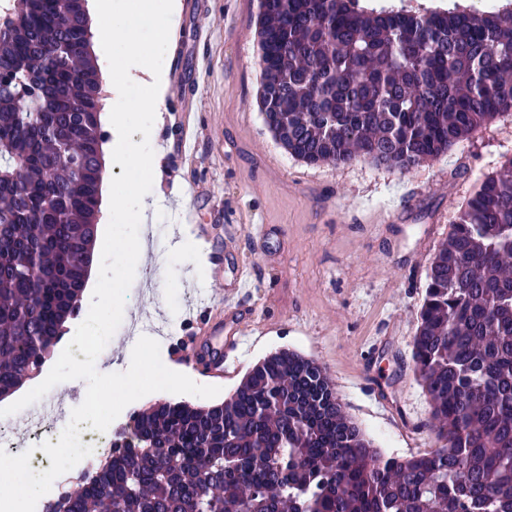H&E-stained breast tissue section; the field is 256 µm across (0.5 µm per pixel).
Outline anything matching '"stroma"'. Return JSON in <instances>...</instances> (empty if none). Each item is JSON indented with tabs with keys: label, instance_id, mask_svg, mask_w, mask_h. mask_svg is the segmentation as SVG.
Returning a JSON list of instances; mask_svg holds the SVG:
<instances>
[{
	"label": "stroma",
	"instance_id": "35a3bbf8",
	"mask_svg": "<svg viewBox=\"0 0 512 512\" xmlns=\"http://www.w3.org/2000/svg\"><path fill=\"white\" fill-rule=\"evenodd\" d=\"M179 3L163 62L166 106L151 131L160 163L149 196L163 202L155 223L193 211L224 261L211 266L181 223L175 238L189 253L162 267L150 247L137 264L136 279L154 283L135 311L171 324L160 344L164 365L210 384L174 344L189 305L223 299L245 263L254 286L242 301L270 330L248 342L219 395L199 405L223 403L259 360L289 349L324 368L344 411L382 453L406 459L435 448L413 362L426 275L467 199L512 157V114L407 172L363 158L309 165L274 139L259 110L257 0ZM181 119L196 129L186 156L175 139ZM256 225L271 230L263 255L250 237ZM230 236L238 245L228 250Z\"/></svg>",
	"mask_w": 512,
	"mask_h": 512
}]
</instances>
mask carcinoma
<instances>
[{
	"instance_id": "carcinoma-1",
	"label": "carcinoma",
	"mask_w": 512,
	"mask_h": 512,
	"mask_svg": "<svg viewBox=\"0 0 512 512\" xmlns=\"http://www.w3.org/2000/svg\"><path fill=\"white\" fill-rule=\"evenodd\" d=\"M260 112L310 165L407 172L512 112V10L258 0ZM86 0H0V393L78 309L104 144ZM413 360L439 446L384 456L325 370L279 350L224 403L132 413L49 512H512V158L435 252Z\"/></svg>"
}]
</instances>
